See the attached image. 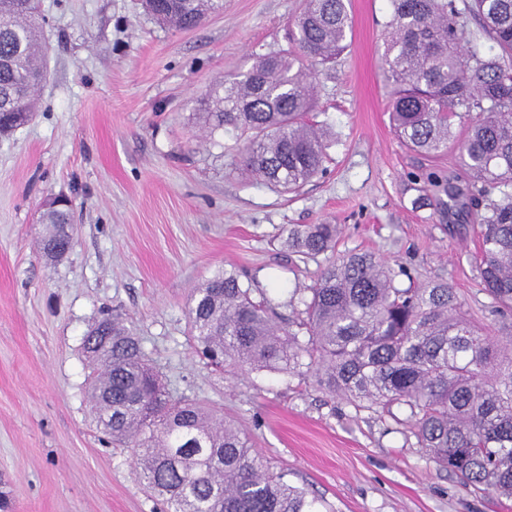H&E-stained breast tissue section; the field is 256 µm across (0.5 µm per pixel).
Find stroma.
I'll return each instance as SVG.
<instances>
[{
    "instance_id": "1",
    "label": "stroma",
    "mask_w": 512,
    "mask_h": 512,
    "mask_svg": "<svg viewBox=\"0 0 512 512\" xmlns=\"http://www.w3.org/2000/svg\"><path fill=\"white\" fill-rule=\"evenodd\" d=\"M48 76L28 124L0 135V512H160L131 449L99 427L82 342L103 314L143 342L166 388L233 418L289 483L335 512H512L462 487L391 417L355 410L308 376L217 370L188 336L194 288L226 269L295 317L320 260L281 243L291 224H335L337 252L369 251L442 279L494 323L473 215L438 205L452 155L401 145L381 70L388 0H346L348 47L318 72L314 114L337 134L323 176L282 194L236 168L194 112L225 76L288 45L299 0H224L198 27L160 26L140 0H40ZM72 203L74 244L39 249L46 201Z\"/></svg>"
}]
</instances>
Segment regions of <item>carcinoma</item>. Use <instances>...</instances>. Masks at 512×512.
Returning <instances> with one entry per match:
<instances>
[{"instance_id": "obj_1", "label": "carcinoma", "mask_w": 512, "mask_h": 512, "mask_svg": "<svg viewBox=\"0 0 512 512\" xmlns=\"http://www.w3.org/2000/svg\"><path fill=\"white\" fill-rule=\"evenodd\" d=\"M382 56L392 87L389 118L407 148L453 149L476 210L479 279L503 323L474 320L442 281L414 284L373 253L335 255V224L292 225L283 245L325 264L306 291L298 331L266 294L233 270L194 289L192 340L219 367L312 374L356 409L395 417L425 455L466 488L512 498V0H389ZM160 24L198 26L224 0H143ZM479 32L470 29V21ZM288 50L210 90L199 121L233 141L242 170L284 192L325 171L333 143L313 123L311 68L336 61L351 21L344 0H303L289 22ZM492 42L481 52L478 39ZM36 0H0V133L15 113L37 110L46 52ZM465 128L456 137L455 125ZM42 243L72 242L70 208L51 199ZM404 275L403 288L397 277ZM83 349L99 422L133 448L139 478L167 512H334L325 500L269 471L250 438L224 414L166 391L141 340L104 317Z\"/></svg>"}]
</instances>
